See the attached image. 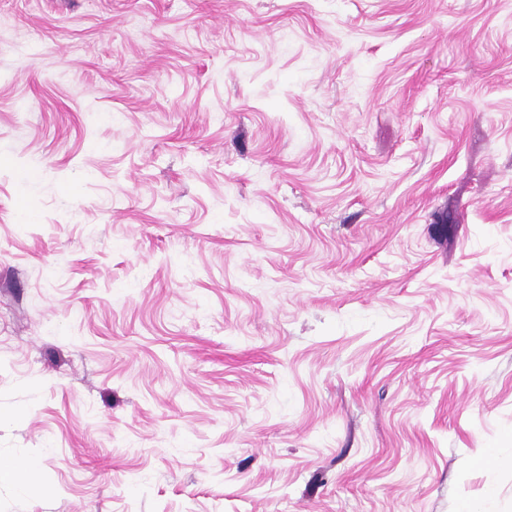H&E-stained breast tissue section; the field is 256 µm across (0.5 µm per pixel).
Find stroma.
Returning a JSON list of instances; mask_svg holds the SVG:
<instances>
[{"instance_id":"1","label":"stroma","mask_w":512,"mask_h":512,"mask_svg":"<svg viewBox=\"0 0 512 512\" xmlns=\"http://www.w3.org/2000/svg\"><path fill=\"white\" fill-rule=\"evenodd\" d=\"M1 462L512 512V0H0Z\"/></svg>"}]
</instances>
